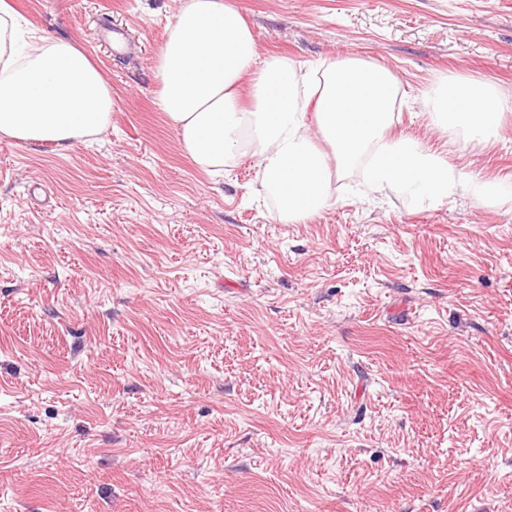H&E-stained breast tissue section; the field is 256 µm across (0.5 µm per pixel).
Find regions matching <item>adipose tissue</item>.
<instances>
[{
	"mask_svg": "<svg viewBox=\"0 0 512 512\" xmlns=\"http://www.w3.org/2000/svg\"><path fill=\"white\" fill-rule=\"evenodd\" d=\"M0 0V136L67 149L104 131L112 91L73 42L27 33ZM157 105L183 150L210 174L240 155L258 159L259 194L280 221L300 224L329 203L332 163L365 162L372 191L423 203L458 194L512 201V179L483 180L411 137L387 133L397 75L360 57L305 72L284 55L259 57L252 32L227 0H184L155 59ZM433 124L466 141L493 138L504 99L490 82L445 76L428 97ZM317 135H310L308 110Z\"/></svg>",
	"mask_w": 512,
	"mask_h": 512,
	"instance_id": "ef3b65f1",
	"label": "adipose tissue"
}]
</instances>
